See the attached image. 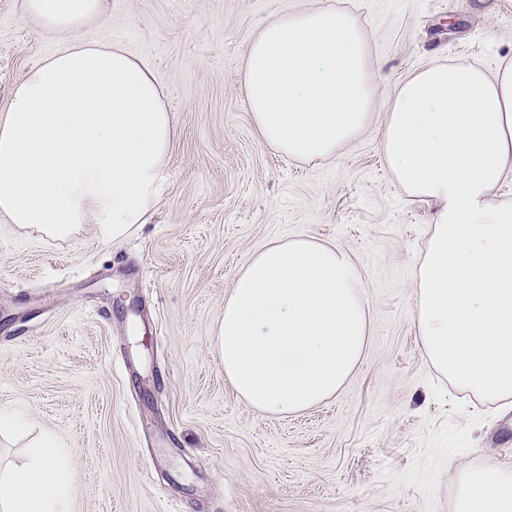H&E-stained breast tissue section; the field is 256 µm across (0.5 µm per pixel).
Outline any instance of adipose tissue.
Here are the masks:
<instances>
[{"mask_svg":"<svg viewBox=\"0 0 512 512\" xmlns=\"http://www.w3.org/2000/svg\"><path fill=\"white\" fill-rule=\"evenodd\" d=\"M23 15L68 45L32 68L0 107V215L63 236L95 225L119 241L146 223L166 179L175 117L151 70L118 42L78 38L108 0H23ZM366 39L334 9L283 13L250 42L244 93L262 144L304 161L335 156L375 101ZM381 150L410 199L432 209L414 323L434 367L490 400L512 398V62L431 63L386 103ZM361 273L335 244L304 239L257 252L224 299L217 346L250 406L292 413L342 386L368 335ZM0 469V512H69L70 478L52 435ZM456 512H512V468L457 469Z\"/></svg>","mask_w":512,"mask_h":512,"instance_id":"1","label":"adipose tissue"}]
</instances>
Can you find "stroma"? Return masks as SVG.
<instances>
[{
	"instance_id": "35a3bbf8",
	"label": "stroma",
	"mask_w": 512,
	"mask_h": 512,
	"mask_svg": "<svg viewBox=\"0 0 512 512\" xmlns=\"http://www.w3.org/2000/svg\"><path fill=\"white\" fill-rule=\"evenodd\" d=\"M333 8L367 38L375 105L328 162L263 146L243 92L259 27ZM89 40L122 43L176 117L149 223L106 243L94 225L48 237L0 217V462L67 447L71 512H453L456 468L512 466V407L458 388L416 335L413 282L431 209L383 159L384 103L435 61L512 58V0H109ZM0 0V104L60 50ZM333 243L361 272L369 336L334 395L257 410L224 377L215 328L265 246Z\"/></svg>"
}]
</instances>
